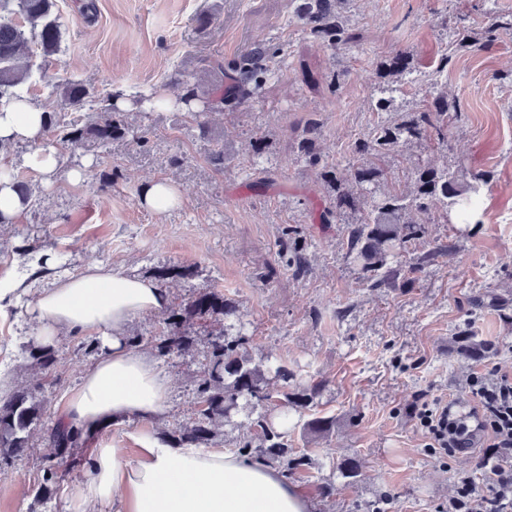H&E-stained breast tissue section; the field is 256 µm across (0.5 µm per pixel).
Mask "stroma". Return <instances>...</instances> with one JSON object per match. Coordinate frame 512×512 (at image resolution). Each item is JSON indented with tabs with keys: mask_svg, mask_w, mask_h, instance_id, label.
I'll return each instance as SVG.
<instances>
[{
	"mask_svg": "<svg viewBox=\"0 0 512 512\" xmlns=\"http://www.w3.org/2000/svg\"><path fill=\"white\" fill-rule=\"evenodd\" d=\"M64 23L60 52L43 63L39 77L21 86L23 96L48 106L62 120L88 124L100 111H74L61 86L77 82L98 99L179 92L195 83L200 96L220 82L214 65L231 63L260 39L273 40L284 58L277 78L255 99L232 110L211 111L209 132L199 135L184 111L131 108L128 121L151 132L140 147L127 139L104 152L60 149L61 170L48 185L19 168L35 185L36 203L14 223L0 224V288H17L19 301L0 304V370L15 391H35L60 416L66 394L97 360L88 335L65 333L52 349L50 376L31 370L25 346L41 330L32 310L39 289L81 274L93 264L153 279L162 266H189V281L172 283L168 295L185 300L217 290L239 309L238 322L253 343V356L300 370L326 385L305 419L335 417L327 436L292 432L293 448L312 460L293 478L315 496L321 482L336 483L332 498H317V512H448L457 476L473 467V452L447 455L429 448L414 414L435 399L467 404L472 372L493 366L512 373V322L494 307L475 308L493 292L512 298V33L485 51L457 49L440 79L456 100L459 118L448 138L424 141L379 164L399 191L410 190L422 161L439 169L484 172L479 224L446 219L440 202L419 213L427 238L408 244L403 282L394 290L368 288L345 256L348 224H324L319 216L332 190L301 160L297 145L308 119L319 130L316 149L338 177L350 175L356 140L386 120L373 111L378 61L410 49L415 73L431 76L457 28L481 31L483 0H347L344 9L361 46L330 48L295 17L298 0H97L93 19L81 0H56ZM210 16L201 25V16ZM347 70L341 84L336 71ZM438 71V70H437ZM262 141L263 159L252 156ZM223 150V166L211 156ZM84 176L73 181L70 169ZM111 174L108 192L98 189ZM168 180L181 199L158 214L140 198L149 184ZM452 241L454 252L420 265L430 239ZM296 241L305 273L288 264ZM53 265H41L43 255ZM160 314L135 321L170 385L169 409L156 421L118 420L98 429L81 448L108 444L135 460L144 438L166 439L196 411L195 384L202 352L178 358L158 352ZM469 330L490 344L485 360L451 353L457 333ZM24 458L0 467V512H69L62 487L37 497L42 480L39 437ZM360 460L361 474L348 483L337 461Z\"/></svg>",
	"mask_w": 512,
	"mask_h": 512,
	"instance_id": "1",
	"label": "stroma"
}]
</instances>
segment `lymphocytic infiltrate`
Listing matches in <instances>:
<instances>
[{
    "mask_svg": "<svg viewBox=\"0 0 512 512\" xmlns=\"http://www.w3.org/2000/svg\"><path fill=\"white\" fill-rule=\"evenodd\" d=\"M474 404L422 406L416 414L433 447L448 454L481 447L473 473H462L448 512H512V374L493 368L470 379Z\"/></svg>",
    "mask_w": 512,
    "mask_h": 512,
    "instance_id": "lymphocytic-infiltrate-1",
    "label": "lymphocytic infiltrate"
}]
</instances>
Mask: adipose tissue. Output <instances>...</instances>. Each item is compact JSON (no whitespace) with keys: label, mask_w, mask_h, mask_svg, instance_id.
I'll return each instance as SVG.
<instances>
[{"label":"adipose tissue","mask_w":512,"mask_h":512,"mask_svg":"<svg viewBox=\"0 0 512 512\" xmlns=\"http://www.w3.org/2000/svg\"><path fill=\"white\" fill-rule=\"evenodd\" d=\"M47 113L28 98L0 107V147L30 144L25 166L52 181L57 147L44 138ZM164 291L145 279L97 265L43 289L34 301L42 323L38 343L60 331L97 335L98 360L64 403L66 422L97 429L106 421L152 422L169 407V384L153 356L127 343L130 325L164 308ZM73 512H313L314 502L263 460L221 448H173L149 439L135 461L122 449H92L81 479L68 485Z\"/></svg>","instance_id":"obj_1"}]
</instances>
